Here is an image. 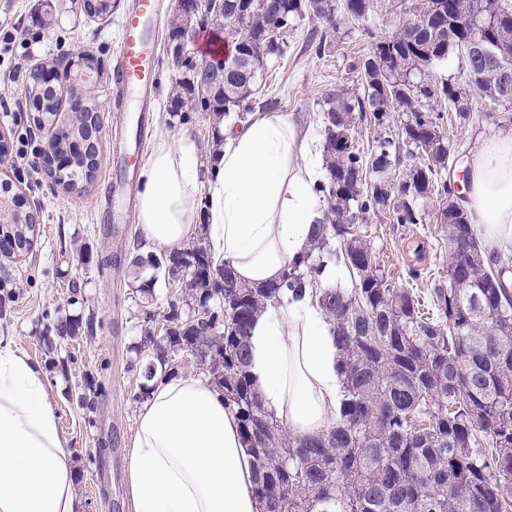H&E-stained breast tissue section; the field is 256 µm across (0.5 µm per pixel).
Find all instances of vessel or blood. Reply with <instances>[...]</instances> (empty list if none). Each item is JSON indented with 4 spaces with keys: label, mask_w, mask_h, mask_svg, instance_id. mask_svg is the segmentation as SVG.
Segmentation results:
<instances>
[{
    "label": "vessel or blood",
    "mask_w": 512,
    "mask_h": 512,
    "mask_svg": "<svg viewBox=\"0 0 512 512\" xmlns=\"http://www.w3.org/2000/svg\"><path fill=\"white\" fill-rule=\"evenodd\" d=\"M159 13V0H133L122 25V37L115 64L117 96L125 97L134 110L133 126L137 140L147 135L149 118L145 103L154 92L157 42L153 23ZM142 153L137 145L117 143L112 151L108 183L114 194H121L138 171Z\"/></svg>",
    "instance_id": "obj_1"
}]
</instances>
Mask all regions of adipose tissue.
Returning <instances> with one entry per match:
<instances>
[{
	"label": "adipose tissue",
	"mask_w": 512,
	"mask_h": 512,
	"mask_svg": "<svg viewBox=\"0 0 512 512\" xmlns=\"http://www.w3.org/2000/svg\"><path fill=\"white\" fill-rule=\"evenodd\" d=\"M313 127L252 113L219 152L160 134L141 175L147 245L206 234L238 281L262 285L306 251L324 219ZM460 204L487 253L512 250V131L481 139ZM249 374L291 436L338 420L343 375L333 325L310 296L284 297L252 323ZM129 512H259L235 411L207 377L159 381L139 409L128 461ZM75 474L41 365L0 346V512H77Z\"/></svg>",
	"instance_id": "obj_1"
}]
</instances>
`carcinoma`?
Wrapping results in <instances>:
<instances>
[{"label":"carcinoma","instance_id":"1","mask_svg":"<svg viewBox=\"0 0 512 512\" xmlns=\"http://www.w3.org/2000/svg\"><path fill=\"white\" fill-rule=\"evenodd\" d=\"M373 0H280L282 25L296 29L309 19L336 30L363 20ZM248 31L232 60L248 70L224 83L202 86L198 69L218 68V56L177 62L182 77L172 98L179 107L216 113V119L255 109L274 99L259 88L269 62L285 56L286 43L271 35L265 0L241 7L224 0V15L205 14L203 26L220 37L225 23ZM371 42L363 62L360 93H324L322 149L325 179L319 193L327 223L316 228L308 251L277 282L241 284L211 252L196 253L185 296L167 302L162 334L144 328L132 347L142 401L154 383L192 367L208 374L235 410L242 442L253 459L259 512H512V290L501 287L509 269L501 256L485 254L467 214L453 201L448 178L454 157L442 132L445 112L466 121L480 100L509 121L512 85L475 57L473 45L512 58V3L508 0H427L410 22L390 35L361 28ZM454 54L461 70L474 72L436 81L429 69ZM25 95L39 112L53 115L58 100L28 77ZM402 113L394 125V113ZM370 119L376 135L370 155L358 145L357 121ZM415 162L394 172L401 151ZM393 198L386 206V196ZM448 244V287L434 289L437 314L425 315L414 289L390 282L364 225L380 212L394 224H421L432 202ZM167 250L135 255L133 264L153 270L135 292L153 296ZM332 261L352 271L351 289L319 287ZM224 287L211 288L215 272ZM312 289L334 323L344 398L339 423L319 438H294L267 413L248 371V336L254 317L287 294ZM203 296V317L184 322L182 304ZM78 318L57 320L47 331L75 337ZM428 421H422V418Z\"/></svg>","mask_w":512,"mask_h":512}]
</instances>
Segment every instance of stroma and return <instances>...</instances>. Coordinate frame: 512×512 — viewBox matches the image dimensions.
I'll list each match as a JSON object with an SVG mask.
<instances>
[{"label": "stroma", "mask_w": 512, "mask_h": 512, "mask_svg": "<svg viewBox=\"0 0 512 512\" xmlns=\"http://www.w3.org/2000/svg\"><path fill=\"white\" fill-rule=\"evenodd\" d=\"M131 5L132 0H116L110 13L91 16L84 0H0V36L24 32L11 48L0 46V140L7 147L0 161V183H9L24 211L40 217L32 249L17 259L0 257V342L45 367L58 431L75 470L79 512H129L127 467L140 408L134 398L131 347L140 339L147 312L163 310L169 297L185 288L180 280L161 281L153 297L136 294L134 282L152 275L151 268L132 264L136 253L149 251L138 219L130 217L125 224L100 220L112 143L126 121V110L113 95V66ZM360 25H341L321 57L306 49L307 27L289 31L286 57L270 63L264 74L263 92L277 99V112L316 125L326 90L341 86L360 91V65L371 50ZM81 56L93 67L84 95L102 115L98 165L91 181L66 190L45 175L39 158L49 128L68 127L75 120L65 73ZM41 66L62 75L56 85L59 108L48 125L36 123L24 93L27 74ZM158 71L151 137L186 134L197 141L202 154H209L215 137L212 113L175 110L171 88L179 72L167 50L159 52ZM444 129L467 158L481 138L500 132L502 126L477 102L469 123L460 126L448 118ZM23 137L28 143L22 159L17 151ZM367 236L394 281H402L406 270L415 267L423 271L415 283L422 298L447 287L448 248L435 219L402 225L382 213L371 220ZM65 314L92 316L93 332L59 341L55 353H46L40 338ZM96 450L102 457L93 464L89 454Z\"/></svg>", "instance_id": "35a3bbf8"}]
</instances>
